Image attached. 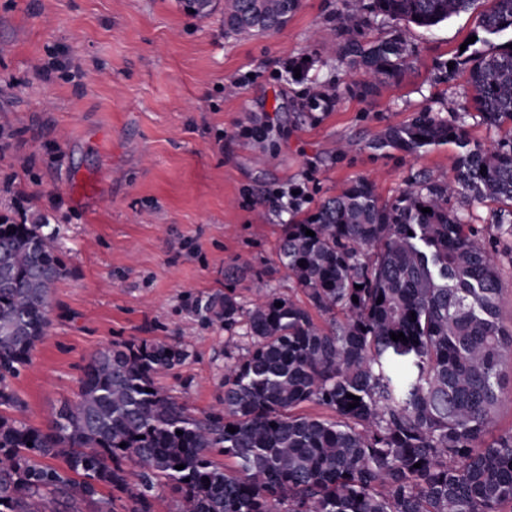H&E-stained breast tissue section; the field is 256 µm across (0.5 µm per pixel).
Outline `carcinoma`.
<instances>
[{
  "mask_svg": "<svg viewBox=\"0 0 512 512\" xmlns=\"http://www.w3.org/2000/svg\"><path fill=\"white\" fill-rule=\"evenodd\" d=\"M478 2L350 0L336 14V55L374 81L347 90L367 96L401 80L413 51L398 24L431 29ZM488 2L449 74H466V101L508 137L472 148L461 121L425 110L370 147L454 141V181L422 176L382 204L358 179L310 212L288 210L278 259L307 301L259 277L254 303L228 285L195 306L237 341L224 351L218 410L196 417L157 385L186 358L183 344L121 340L92 355L78 397L46 426L9 414L22 410L12 380L47 334L68 269L44 216L0 215V512H114L121 495L127 512H154L159 486L175 512H512V430L485 441L512 360L495 261L512 257V48L481 49L512 32V0ZM298 8L224 0V33L266 35ZM379 21L394 24L382 40L346 37ZM459 196L498 205L493 235L466 223ZM399 332L405 340H392Z\"/></svg>",
  "mask_w": 512,
  "mask_h": 512,
  "instance_id": "carcinoma-1",
  "label": "carcinoma"
}]
</instances>
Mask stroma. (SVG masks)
<instances>
[{
    "label": "stroma",
    "mask_w": 512,
    "mask_h": 512,
    "mask_svg": "<svg viewBox=\"0 0 512 512\" xmlns=\"http://www.w3.org/2000/svg\"><path fill=\"white\" fill-rule=\"evenodd\" d=\"M346 3L301 0L278 33L236 39L222 12L194 16L178 0H0V214L44 215L68 269L14 382L28 424L75 399L90 357L116 340L185 344L187 358L157 383L209 413L224 396L230 341L190 305L223 291L240 259L251 270L229 284L245 300L256 270L296 295L277 256L286 192L302 187L310 211L358 178L383 203L418 174L454 178L456 143L410 155L369 142L418 112L460 111L465 78L448 65L478 11L403 27L413 56L399 83L304 118L296 104L310 87L345 78L328 46ZM305 57L307 79L291 81L286 63ZM257 124L271 129L262 145ZM85 177L97 201L72 193Z\"/></svg>",
    "instance_id": "obj_1"
}]
</instances>
